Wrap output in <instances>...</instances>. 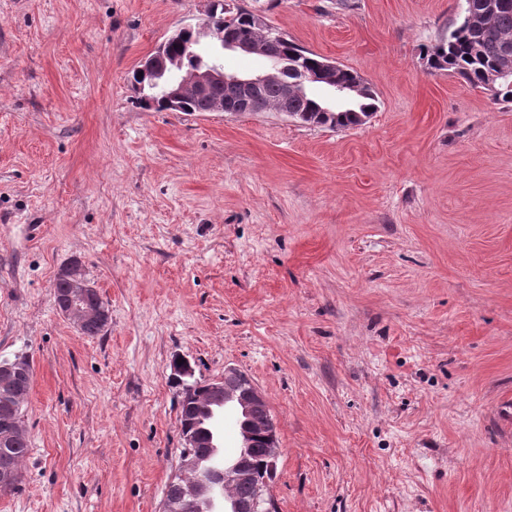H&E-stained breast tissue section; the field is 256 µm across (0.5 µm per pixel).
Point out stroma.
<instances>
[{
  "label": "stroma",
  "instance_id": "35a3bbf8",
  "mask_svg": "<svg viewBox=\"0 0 512 512\" xmlns=\"http://www.w3.org/2000/svg\"><path fill=\"white\" fill-rule=\"evenodd\" d=\"M235 2L377 110L146 111L132 71L210 0H0V362L33 370L0 512H161L177 358L265 394L278 512H512V103L426 63L465 0ZM82 267L80 265L70 266L67 269L58 272L57 276L64 281L54 283L53 298L58 311L72 319L79 327L82 322L89 319L101 317L102 309L98 303L90 297L87 290H79L77 288H95L81 278ZM57 290H67L64 293H58ZM81 319V320H79ZM83 319V320H82Z\"/></svg>",
  "mask_w": 512,
  "mask_h": 512
}]
</instances>
